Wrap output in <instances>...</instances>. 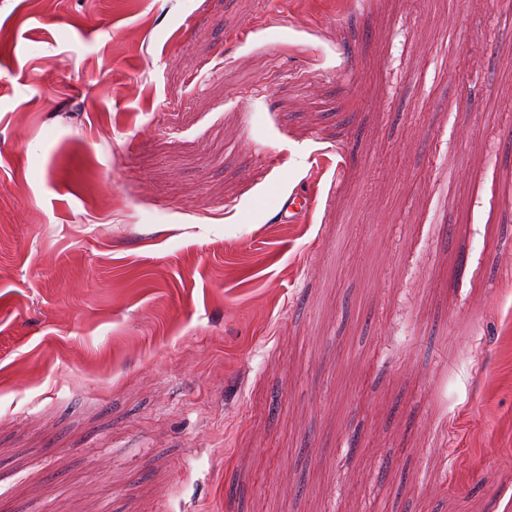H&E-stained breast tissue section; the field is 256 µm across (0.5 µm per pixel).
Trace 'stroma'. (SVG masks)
I'll list each match as a JSON object with an SVG mask.
<instances>
[{
  "mask_svg": "<svg viewBox=\"0 0 512 512\" xmlns=\"http://www.w3.org/2000/svg\"><path fill=\"white\" fill-rule=\"evenodd\" d=\"M510 171L501 0H0V512H512Z\"/></svg>",
  "mask_w": 512,
  "mask_h": 512,
  "instance_id": "35a3bbf8",
  "label": "stroma"
}]
</instances>
